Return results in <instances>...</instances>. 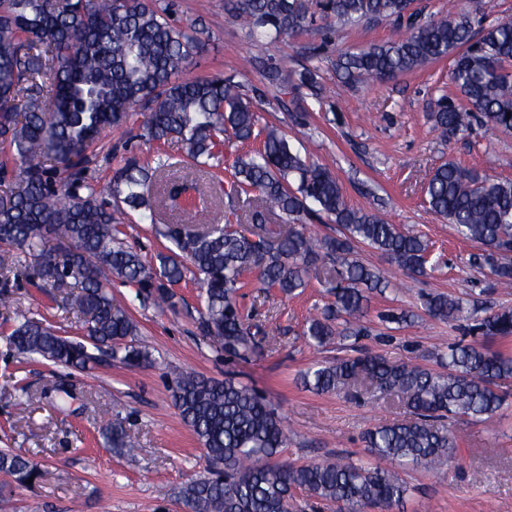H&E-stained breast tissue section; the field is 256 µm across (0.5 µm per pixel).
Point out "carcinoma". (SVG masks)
I'll return each mask as SVG.
<instances>
[{"mask_svg":"<svg viewBox=\"0 0 512 512\" xmlns=\"http://www.w3.org/2000/svg\"><path fill=\"white\" fill-rule=\"evenodd\" d=\"M412 0H328L323 13L341 25L390 22L406 26L400 38L346 53L336 64L342 84L382 79L424 68L453 56L450 80L460 103L444 95L432 114L448 141L474 117L491 130L512 132V20L498 21L472 36L467 12L418 19ZM232 16L259 37L278 40L312 24L300 0H231ZM201 48L196 28L180 27L169 5L157 0H0V267L15 251L37 261L44 286L65 291L85 317L82 337L65 336L28 316L0 286V306L14 308L16 325L6 345L65 368L84 371L111 356L130 367L154 363L133 342L138 326L115 306L109 286L119 279L142 300L176 307L173 286L191 277L200 286L199 328L224 353L245 359L254 348L240 291L247 276L282 296L308 285L322 271L333 300L308 320L303 335L317 346L338 337L369 335L368 294L390 285L379 269L354 257L365 244L414 276L427 274L428 244L400 231L376 212L349 206L336 176L301 156L286 134L260 126L241 86L222 74L183 76ZM268 85L286 95L326 94L318 68L288 74L256 60ZM138 130L148 142H176L193 162L191 175L170 177L172 156L150 161L135 155L102 185L91 174L95 148L107 130ZM260 140L224 171L226 196L257 193L254 207L219 224L205 207L190 206L158 233L176 250L147 264L123 246L126 210L155 223L156 213L187 187L218 177L224 146ZM429 209L480 244L474 260L487 264L497 285L512 288V181L441 164L426 189ZM292 224L274 228L270 216ZM317 212L341 226L338 237H317L304 219ZM57 243L64 260L44 251ZM422 307L442 321L463 318L460 299L427 294ZM342 319L343 324L336 323ZM481 340L451 344L440 354L446 372L360 352L314 363L300 375L304 387L330 393L345 387L396 395L409 417L384 421L365 436L366 457L295 465L279 460L288 435L281 416L254 388L231 378L216 381L186 373L172 386L182 422L205 451L207 475L185 485L180 498L192 512H289L294 492L334 504L338 512L384 510L402 503L409 488L397 467L451 463L458 445L445 416L492 418L506 404L512 356L487 343L512 336V307H501L470 327ZM109 448L130 454L135 442L123 420L105 425ZM0 494L38 479L37 464L14 451H0Z\"/></svg>","mask_w":512,"mask_h":512,"instance_id":"obj_1","label":"carcinoma"}]
</instances>
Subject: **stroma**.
Here are the masks:
<instances>
[{
	"label": "stroma",
	"instance_id": "obj_1",
	"mask_svg": "<svg viewBox=\"0 0 512 512\" xmlns=\"http://www.w3.org/2000/svg\"><path fill=\"white\" fill-rule=\"evenodd\" d=\"M171 2L177 25L199 22L204 28V47L188 75L221 73L240 84L252 96L260 123L285 132L292 147L331 171L351 206L379 202L388 223L427 241L428 274L408 275L375 249L357 245V258L379 268L393 286L385 294L369 296V335L342 338L323 349L302 334L307 319L330 300L319 276H312L303 291L271 300L260 284H251L240 303L263 332L255 336L256 348L244 360L225 356L202 336L199 289L191 282L176 286L177 307L171 310L142 301L135 287L113 280L114 305L137 322L136 341L156 360L141 368L115 360L80 372L23 359L3 340L14 319L0 308V448L29 457L41 472L34 483L0 497V512H186L179 492L202 475L205 463L202 446L182 423L171 398V384L183 371L218 380L231 376L263 394L284 419V461L302 465L339 456L363 458L366 431L399 417L397 397L348 390L318 394L303 387L301 371L317 361L350 355L356 346L435 370L441 350L472 337L457 322L426 315L423 295L459 298L471 322L489 309L512 306V289L496 288L489 268L474 264L480 245L459 237L427 203L431 174L450 160L512 180V133L491 132L476 123L446 142L434 129L431 115L451 88V59L348 89L336 73L339 57L398 38L402 28L385 22L331 27L317 12L312 30L282 42H258L233 19L228 0ZM256 56L271 58L288 71L316 66L335 93L316 100L295 92L276 100L252 64ZM296 109L303 111L304 124L292 122L289 113ZM154 151V146L123 132H106L96 148L95 175L108 181L129 153L149 159ZM5 275L12 295L37 310L45 325L82 335L76 310L57 306L52 289L36 287L33 259H22ZM388 308L413 312L415 319L402 325L379 322L378 312ZM20 379L27 393L17 391ZM116 414L138 443L135 457L104 446V420ZM450 429L461 467L404 471L409 491L392 512H512V397L493 418L456 419Z\"/></svg>",
	"mask_w": 512,
	"mask_h": 512
}]
</instances>
